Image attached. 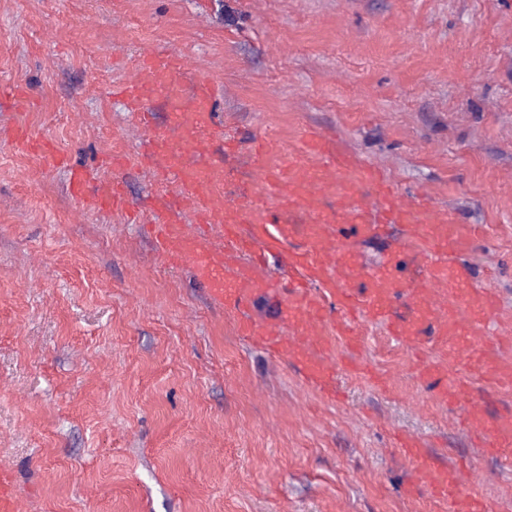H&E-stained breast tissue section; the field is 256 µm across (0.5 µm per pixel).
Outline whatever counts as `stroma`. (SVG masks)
<instances>
[{
	"label": "stroma",
	"mask_w": 512,
	"mask_h": 512,
	"mask_svg": "<svg viewBox=\"0 0 512 512\" xmlns=\"http://www.w3.org/2000/svg\"><path fill=\"white\" fill-rule=\"evenodd\" d=\"M180 54L217 88L214 120L242 155L231 186L299 155L315 128L380 170L419 221L476 236L462 256L512 325V0H0V128L26 127L60 162L0 140V471L14 512H448L395 439L444 471L466 461L469 495L512 512V469L456 420L512 412V391L454 356L397 344L362 321L336 337L330 400L297 369L251 347L191 265L167 266L146 225L164 185L143 164L144 130L114 87L151 52ZM123 180L127 211L88 209ZM380 265L403 225L354 241ZM470 386L444 406L419 360ZM415 496H408L409 487ZM86 176L83 172H75L71 178V193L73 196L82 199L86 206L96 209L109 207L112 209L124 208L125 202L121 194L120 183L115 179L102 183L96 194L91 198L84 196V184Z\"/></svg>",
	"instance_id": "obj_1"
}]
</instances>
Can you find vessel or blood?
I'll use <instances>...</instances> for the list:
<instances>
[{
	"label": "vessel or blood",
	"mask_w": 512,
	"mask_h": 512,
	"mask_svg": "<svg viewBox=\"0 0 512 512\" xmlns=\"http://www.w3.org/2000/svg\"><path fill=\"white\" fill-rule=\"evenodd\" d=\"M122 94L141 123H148L150 102L164 98L171 110L167 125L153 129L148 162L165 173L175 186L159 200L161 210L192 212L197 231L175 220L155 225L159 254L169 263L192 261L197 278L207 287L211 301L232 314L238 332L253 344L294 364L304 377L326 391H334L335 338L357 339L351 329L363 317L380 319L395 340L417 348L424 343L455 353L460 337H467L476 372L490 375L499 385L512 388V362L494 358L488 348L494 303L488 288L477 285L468 266L449 262L451 253L466 250L471 227L449 221L431 227L414 224V214L396 202L386 181L318 137L307 141L304 157L290 158L285 167L268 164L265 144L252 145L249 163L259 173L237 199L224 189V162L211 145L218 137L213 121L215 89L201 74H189L183 59L172 52L151 55L124 83ZM344 178L335 203H327L311 189L325 177ZM84 173H73L71 193L96 209L124 207L120 184L102 183L96 194L85 197ZM275 197L287 210L254 205L257 197ZM404 225L409 278L395 274L402 251H393L385 265L361 271L355 253L336 245L334 226L351 225L356 238L379 232L374 213ZM302 237L303 248L288 253V275L274 284L263 263H247L245 255L283 252L287 241ZM280 288L287 304L288 326L253 319V301ZM343 307L340 318L327 315L328 302ZM422 376L438 390L442 401L466 397V383H451L443 366L426 367ZM465 421L491 453L512 444V414H486L469 410ZM468 472L451 468L435 479L433 488L451 502L453 512H484L480 501L465 494Z\"/></svg>",
	"instance_id": "vessel-or-blood-1"
}]
</instances>
